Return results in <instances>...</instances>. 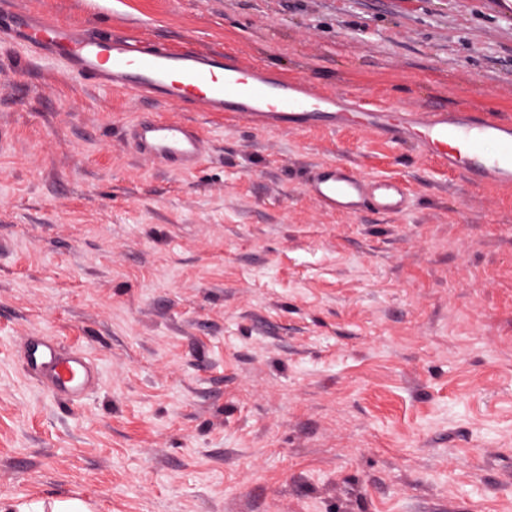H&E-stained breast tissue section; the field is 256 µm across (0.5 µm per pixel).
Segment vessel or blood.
Masks as SVG:
<instances>
[{
  "mask_svg": "<svg viewBox=\"0 0 512 512\" xmlns=\"http://www.w3.org/2000/svg\"><path fill=\"white\" fill-rule=\"evenodd\" d=\"M0 44L31 48L43 59L64 64L69 75L101 88L118 87L197 112H221L270 130L305 129L317 123L367 128L395 141H412L421 153L438 157L472 184L512 186V122L481 112L370 108L361 98L314 92L221 51H176L163 42L143 47L134 37L79 31L40 12L1 8ZM125 136L137 154L173 171L197 167L209 152L197 125L151 112L139 113ZM306 191L323 208L351 214H393L408 205L400 184L367 180L341 163L316 167ZM25 360L56 398L79 401L93 383L85 354L76 349L61 352L51 337L29 336Z\"/></svg>",
  "mask_w": 512,
  "mask_h": 512,
  "instance_id": "obj_1",
  "label": "vessel or blood"
}]
</instances>
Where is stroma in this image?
<instances>
[{
	"instance_id": "stroma-1",
	"label": "stroma",
	"mask_w": 512,
	"mask_h": 512,
	"mask_svg": "<svg viewBox=\"0 0 512 512\" xmlns=\"http://www.w3.org/2000/svg\"><path fill=\"white\" fill-rule=\"evenodd\" d=\"M399 112L512 121V0H0ZM197 124L190 173L129 146ZM401 183L318 205L311 167ZM56 338L80 401L23 363ZM0 497L93 512H512V187L354 125L233 126L0 47ZM135 152L172 171H187L205 160L209 145L199 127L181 120H166L151 112L139 113L125 130ZM306 191L323 208L351 214L365 210L393 214L408 205L400 184L383 179L369 181L349 165L336 162L316 167L306 182ZM25 360L30 372L56 398L77 402L93 383L85 354L77 349L63 353L49 336H28Z\"/></svg>"
}]
</instances>
